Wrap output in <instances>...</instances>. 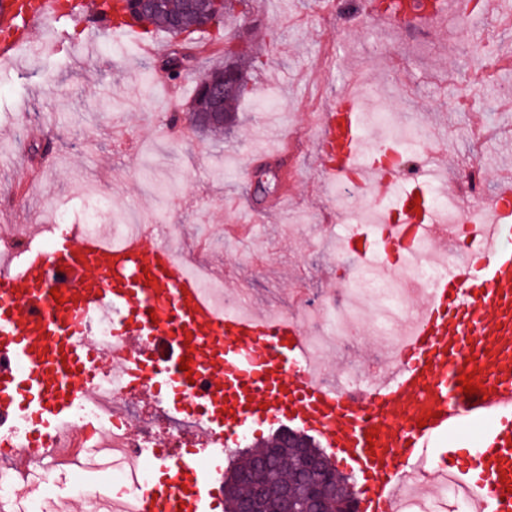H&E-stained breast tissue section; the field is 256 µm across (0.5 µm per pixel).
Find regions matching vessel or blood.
Returning <instances> with one entry per match:
<instances>
[{
	"label": "vessel or blood",
	"mask_w": 512,
	"mask_h": 512,
	"mask_svg": "<svg viewBox=\"0 0 512 512\" xmlns=\"http://www.w3.org/2000/svg\"><path fill=\"white\" fill-rule=\"evenodd\" d=\"M69 19L82 21L93 38L121 32L86 0L66 12L58 0H6L0 66L13 63L22 33L45 23L58 46ZM321 117L323 177L397 201L384 223L353 228L348 253L388 271L411 264L422 242L452 243L389 365L361 387L325 382L308 369L304 329L293 317L219 311L186 262L153 241L151 225L112 244L62 229L49 249H26L16 270L0 274V419L27 421L23 441L0 463L28 469L61 427L77 444L99 437L73 420L105 356L81 320L110 312L118 316L115 336L139 353L133 364L115 366L117 378L139 384L145 399L174 415L194 416L206 436L231 438L250 424L294 425L361 474L364 512H397L404 481L430 444L477 427L468 460L443 458L437 472L475 488V512H512V184L475 207L458 198L462 232L448 234L423 198L427 184L377 162L398 146L367 138L357 97L338 99ZM469 373L481 391L474 399L459 383ZM421 418L426 426H418ZM149 454L159 471L133 512H224V493L195 449Z\"/></svg>",
	"instance_id": "obj_1"
}]
</instances>
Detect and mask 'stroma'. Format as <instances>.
<instances>
[{
  "label": "stroma",
  "mask_w": 512,
  "mask_h": 512,
  "mask_svg": "<svg viewBox=\"0 0 512 512\" xmlns=\"http://www.w3.org/2000/svg\"><path fill=\"white\" fill-rule=\"evenodd\" d=\"M447 2L439 24L381 28L361 0H242L223 30L254 58L250 94L220 140L190 126L160 137L171 92L186 110L193 87L162 72L160 57L109 33L87 41L71 24L60 52L0 68V237L43 245L56 212L83 222L90 188L112 199L107 223L163 219L182 256L199 255L253 308L348 300L356 260L336 253L343 229L316 167L315 115L330 101L375 84L394 113L426 123L442 175L461 182L479 168L488 194L512 178V0L469 14ZM268 162L282 166L288 210L248 238L228 234L268 211L274 195L257 188ZM369 321L362 309L360 343L331 358L329 374L376 370Z\"/></svg>",
  "instance_id": "obj_1"
}]
</instances>
